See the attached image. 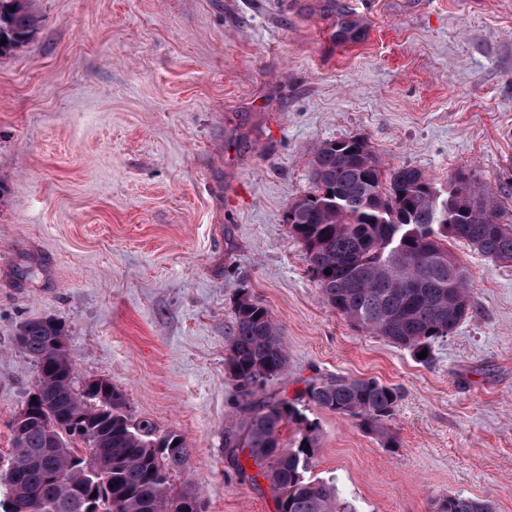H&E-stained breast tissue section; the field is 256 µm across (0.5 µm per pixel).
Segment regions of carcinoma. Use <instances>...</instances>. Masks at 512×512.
Here are the masks:
<instances>
[{
  "label": "carcinoma",
  "mask_w": 512,
  "mask_h": 512,
  "mask_svg": "<svg viewBox=\"0 0 512 512\" xmlns=\"http://www.w3.org/2000/svg\"><path fill=\"white\" fill-rule=\"evenodd\" d=\"M39 23L31 0H0V56L28 42ZM457 178L461 190L449 191L443 208L423 171L385 168L361 137L325 141L311 153L312 190L286 213L324 303L364 333L414 356L427 352L424 364L473 310L469 279L448 242L512 264V216L490 188L464 173ZM233 314L226 364L248 416L225 434L231 465L252 483L269 482L277 512H357L335 483L310 476L318 423L294 399L260 395L288 370L281 328L251 299H238ZM62 335L53 319L28 321L18 333L19 347L38 367L41 416L12 438L8 497L23 512H84L83 498L93 492L98 512H206L195 488L170 491L171 475L190 460L186 439L133 423L123 392L110 383L97 397L88 385L76 391L67 346L56 344ZM301 397L359 421L385 448L398 445L391 427L397 395L375 379L336 376L308 385ZM288 427L294 433L285 439ZM89 432L98 443L85 458L74 442ZM432 508L494 512L491 501L461 492L441 496Z\"/></svg>",
  "instance_id": "obj_1"
}]
</instances>
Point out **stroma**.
I'll return each mask as SVG.
<instances>
[{"mask_svg": "<svg viewBox=\"0 0 512 512\" xmlns=\"http://www.w3.org/2000/svg\"><path fill=\"white\" fill-rule=\"evenodd\" d=\"M0 58V462L36 365L19 326L62 324L76 389L104 379L133 421L188 441L171 491L207 512H276L224 433L234 305L265 306L292 398L335 376L398 395V445L317 407L313 476L358 512H432L461 492L512 512V265L450 242L474 308L423 364L327 307L285 215L314 146L366 138L384 165L457 172L512 211V0H35Z\"/></svg>", "mask_w": 512, "mask_h": 512, "instance_id": "35a3bbf8", "label": "stroma"}]
</instances>
